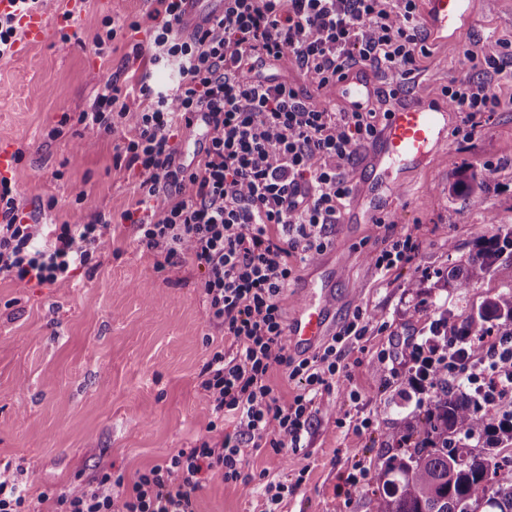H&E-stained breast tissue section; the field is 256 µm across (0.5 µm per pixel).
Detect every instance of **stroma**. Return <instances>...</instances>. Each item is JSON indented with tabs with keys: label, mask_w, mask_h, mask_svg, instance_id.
Instances as JSON below:
<instances>
[{
	"label": "stroma",
	"mask_w": 512,
	"mask_h": 512,
	"mask_svg": "<svg viewBox=\"0 0 512 512\" xmlns=\"http://www.w3.org/2000/svg\"><path fill=\"white\" fill-rule=\"evenodd\" d=\"M155 7L154 0H85L67 34L0 59V141L16 156L13 184L28 222L84 224L99 213L112 221L106 247L66 281L0 275V468L25 489L34 512H55L58 494L106 473L132 485L138 472L235 429L228 419L210 430L212 406L198 378L214 348L231 345L208 321L202 271L189 262L157 267L123 219L140 182L137 171L115 164L129 125L99 137L77 121L107 82L136 112L143 72L168 81L167 71L129 57L133 43L148 42ZM107 18L125 28L100 49ZM133 20L141 24L135 34L126 28ZM495 40L512 42V0L478 9L459 40L428 41L408 96L436 95L464 65L466 50ZM463 169L484 180L481 203L451 191ZM394 178L401 188L389 196L382 223L340 224L333 234L347 261L329 330L358 309L370 319L367 335L345 352L347 376L316 397L302 448L251 454L242 464L246 483L209 475L195 512H263L267 481L294 488L282 512H373L376 478L390 456L386 433L430 400L412 387L405 345L438 319L461 323L486 298L512 291V261L465 291L444 280L477 235L512 229V110L485 113L474 138L447 136L430 158ZM394 233L413 234L420 249L383 276L374 253ZM383 352L392 358L382 365ZM351 475L357 484L348 483Z\"/></svg>",
	"instance_id": "35a3bbf8"
}]
</instances>
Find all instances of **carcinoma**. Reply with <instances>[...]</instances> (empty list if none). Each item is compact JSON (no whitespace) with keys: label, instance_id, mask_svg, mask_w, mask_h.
I'll return each mask as SVG.
<instances>
[{"label":"carcinoma","instance_id":"cac0c4a2","mask_svg":"<svg viewBox=\"0 0 512 512\" xmlns=\"http://www.w3.org/2000/svg\"><path fill=\"white\" fill-rule=\"evenodd\" d=\"M484 181L463 170L452 184L454 192L481 202ZM512 230L476 238L463 264L448 269L446 282L470 288L498 268ZM512 336V292L483 301L477 313L453 327L456 336ZM422 377L438 388L422 419L404 424L386 435L397 445L379 477L374 512H470L473 496L483 495L487 512H512V468L503 469L466 443L471 436L512 442V417L495 418L480 412L471 395L448 385V376L436 366L422 369Z\"/></svg>","mask_w":512,"mask_h":512}]
</instances>
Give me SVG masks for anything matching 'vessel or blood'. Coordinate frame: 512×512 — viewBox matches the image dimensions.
<instances>
[{
  "label": "vessel or blood",
  "instance_id": "vessel-or-blood-1",
  "mask_svg": "<svg viewBox=\"0 0 512 512\" xmlns=\"http://www.w3.org/2000/svg\"><path fill=\"white\" fill-rule=\"evenodd\" d=\"M426 24L432 39L446 41L448 36L460 37L472 27L477 13L476 0H425ZM82 9L81 0H66L64 9L52 13L40 7H28L25 0H0V16H13L21 32L13 50L17 55L42 43L50 30L69 24ZM342 97L352 105L364 104L375 91L369 71L356 69L339 82ZM448 129V113L419 102H412L392 112L380 136L373 143L355 178V191L349 211L344 217L348 224L375 222L380 207L375 201L379 188L397 191L392 182L395 168L413 166L429 158L444 140ZM318 279L309 281L300 293L296 309L291 314L286 334L291 348L307 352L327 335L333 306L332 285L336 268L322 265Z\"/></svg>",
  "mask_w": 512,
  "mask_h": 512
}]
</instances>
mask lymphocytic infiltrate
Masks as SVG:
<instances>
[{
  "label": "lymphocytic infiltrate",
  "instance_id": "f902f5d3",
  "mask_svg": "<svg viewBox=\"0 0 512 512\" xmlns=\"http://www.w3.org/2000/svg\"><path fill=\"white\" fill-rule=\"evenodd\" d=\"M181 2L159 0L161 22L148 43L132 46L133 57L146 51L154 64L170 67L173 81L160 88L141 84L144 106L134 113L120 88L106 83L79 120L99 135L130 122L115 160L142 179L136 208L124 218L164 264L189 259L202 269L208 318L235 352L213 351L201 387L213 413L232 416L236 430L137 473L127 494L123 476L103 474L59 495L57 512H194L209 474L235 482L253 450L301 447L315 396L345 371L346 348L369 329L363 310H356L318 350L293 356L281 296L298 264L331 247L353 192L351 166L406 103L405 85L428 52L417 0H224L223 14L210 26L190 31ZM465 57V67L440 88L464 115L454 131L463 140L476 133L483 113L512 109V100L497 91L512 78V45L488 41ZM283 59L321 89L354 68L372 70L383 85L364 106L317 105L288 81L265 74L267 63ZM195 126L203 127L205 145L201 158L187 164L178 139ZM109 226L101 214L85 224L28 223L14 186L1 179L0 274L65 281L105 246ZM419 247L417 237L390 235L374 266L388 274L411 262ZM468 344L452 336L447 347L416 344L412 353L447 366L450 382L478 387L484 403H494L512 386V345L496 347L477 381L459 372L470 361ZM275 368L303 386L291 403H281L269 383Z\"/></svg>",
  "mask_w": 512,
  "mask_h": 512
}]
</instances>
